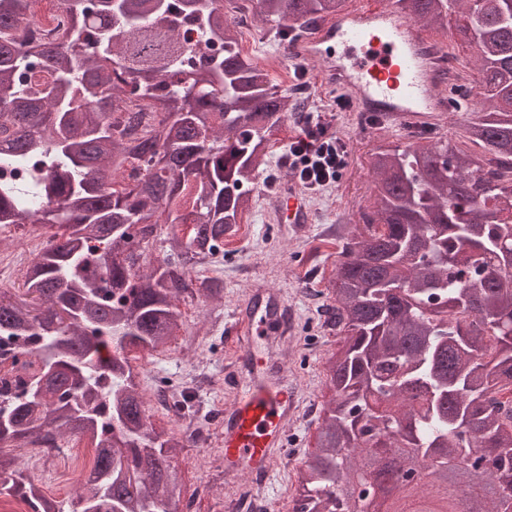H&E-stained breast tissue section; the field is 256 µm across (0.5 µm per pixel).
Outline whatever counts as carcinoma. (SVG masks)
<instances>
[{"label": "carcinoma", "mask_w": 512, "mask_h": 512, "mask_svg": "<svg viewBox=\"0 0 512 512\" xmlns=\"http://www.w3.org/2000/svg\"><path fill=\"white\" fill-rule=\"evenodd\" d=\"M223 0H60L64 27L34 41L29 0H0V231L58 226L16 292L0 291V341L26 357L30 384L0 407V445L71 434L94 445L75 497L46 496L0 456V495L32 512H168L187 439L149 421L128 350L154 351L179 327L186 294L219 299L220 279L191 276L224 253L252 202L256 171L298 109L241 56ZM407 19L459 33L474 49L481 94L464 138L378 151L373 209L342 238L336 306L344 336L326 362L332 398L319 452L299 469L297 512H356L345 488L354 448H392L383 477L428 462L456 492L489 486L484 512H512V6L508 0H395ZM345 0H259L279 45L344 11ZM224 45L209 54L180 28ZM143 171L115 188L129 161ZM136 225L135 240L123 225ZM178 233L156 267L141 244ZM476 273L464 278L460 257Z\"/></svg>", "instance_id": "cac0c4a2"}]
</instances>
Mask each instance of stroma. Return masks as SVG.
Returning <instances> with one entry per match:
<instances>
[{"label": "stroma", "instance_id": "stroma-1", "mask_svg": "<svg viewBox=\"0 0 512 512\" xmlns=\"http://www.w3.org/2000/svg\"><path fill=\"white\" fill-rule=\"evenodd\" d=\"M335 124L337 136L350 153L349 166L338 183L308 198L313 223L279 224L273 219L277 186L292 175L281 162L297 133V124L290 117L276 133L273 153L264 165L275 175L276 186L257 187L238 237L222 255L206 259L192 271L196 277L223 280V298L180 299L182 323L167 345L156 351L135 349L130 353L155 427L178 437L184 435L186 426L199 429L197 439L174 461L183 487L177 512H225V500L237 493L254 495L257 503L272 512H293L302 494L297 471L315 450L319 416L331 399L325 363L337 350L335 333L324 325L339 261L331 233L340 226L352 229L361 213L371 207L375 190L372 154L406 142L399 131L372 127L347 111L337 113ZM41 246L40 238L20 229L0 234V289L21 283L26 266ZM260 286L280 289L294 318L292 335L277 341L274 351L301 399L298 414L288 423L291 457L277 461L275 480L265 489L245 478L225 480L217 454L224 411L237 396L235 387L224 380V370L236 356L227 340L226 325L231 312ZM160 388L171 394L194 391L198 413L187 421L166 411L156 400ZM6 453L15 458L19 468L34 464V477L48 496L62 500L73 495L77 484L62 480L58 463L82 456L77 441L59 440L53 456L39 462L28 447H10Z\"/></svg>", "mask_w": 512, "mask_h": 512}]
</instances>
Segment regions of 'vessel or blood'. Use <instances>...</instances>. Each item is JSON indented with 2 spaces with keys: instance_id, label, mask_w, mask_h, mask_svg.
<instances>
[{
  "instance_id": "b4317fda",
  "label": "vessel or blood",
  "mask_w": 512,
  "mask_h": 512,
  "mask_svg": "<svg viewBox=\"0 0 512 512\" xmlns=\"http://www.w3.org/2000/svg\"><path fill=\"white\" fill-rule=\"evenodd\" d=\"M341 44L342 54L331 53ZM296 60L322 61L326 87L348 92L357 111L380 118L396 129L440 128L452 106L444 95L454 85L448 69L415 23L402 18L389 0L354 8L320 22L308 37L290 44ZM280 221L308 224L312 214L297 183L277 195ZM234 332L242 349L238 398L224 412L219 446L228 479H274L272 459L290 453L287 425L298 399L285 368L272 357L271 344L287 335L292 322L282 293L263 288L238 308Z\"/></svg>"
}]
</instances>
